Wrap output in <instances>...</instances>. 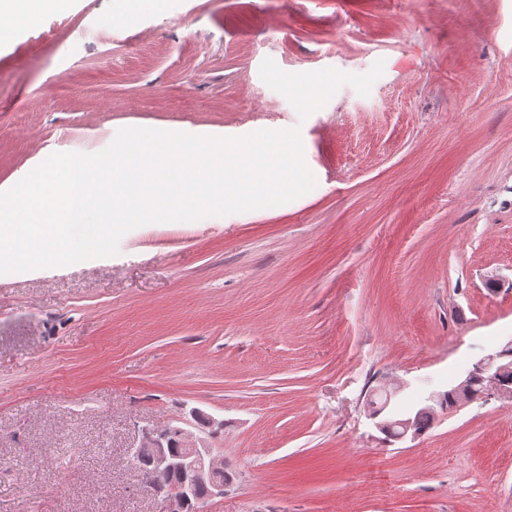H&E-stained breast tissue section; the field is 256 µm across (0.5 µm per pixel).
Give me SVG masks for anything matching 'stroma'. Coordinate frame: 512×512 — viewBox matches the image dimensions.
I'll list each match as a JSON object with an SVG mask.
<instances>
[{
  "label": "stroma",
  "mask_w": 512,
  "mask_h": 512,
  "mask_svg": "<svg viewBox=\"0 0 512 512\" xmlns=\"http://www.w3.org/2000/svg\"><path fill=\"white\" fill-rule=\"evenodd\" d=\"M115 6L0 45V185L128 127H296L316 185L0 277V512H155L128 448L205 415L235 476L205 512H512V401L413 440L366 413L512 341V0ZM120 8L116 13L118 20L133 22L145 14L155 10L160 0H118Z\"/></svg>",
  "instance_id": "35a3bbf8"
}]
</instances>
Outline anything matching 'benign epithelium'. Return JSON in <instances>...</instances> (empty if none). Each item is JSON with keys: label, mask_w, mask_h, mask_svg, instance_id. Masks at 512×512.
<instances>
[{"label": "benign epithelium", "mask_w": 512, "mask_h": 512, "mask_svg": "<svg viewBox=\"0 0 512 512\" xmlns=\"http://www.w3.org/2000/svg\"><path fill=\"white\" fill-rule=\"evenodd\" d=\"M510 370H512V364H504L503 353L500 351L480 359L455 386L454 391L459 395L457 404L469 401L466 392L476 372L483 374L487 381L486 395L512 400V391L500 387L498 383L499 377ZM384 394L383 405L378 409L369 410V416L376 420L377 428L385 434L394 435L396 439L419 435L412 415L404 419L381 417L395 395V391L386 389ZM180 434L184 438V448L179 454L172 453L168 448L166 433L155 429L144 431L139 443L129 448L128 458L136 457L146 461L153 474L179 471L185 476L181 484L163 490V497L157 501V512H183L186 502L191 499L199 486L207 488L209 501L224 496V491L229 486L223 457L213 454L212 448L206 444L205 440L194 438L183 430Z\"/></svg>", "instance_id": "1"}]
</instances>
